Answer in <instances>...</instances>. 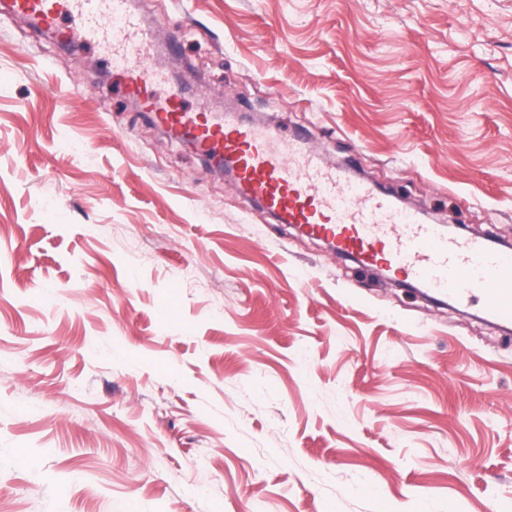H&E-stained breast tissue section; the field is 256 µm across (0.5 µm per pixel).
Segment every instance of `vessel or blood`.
<instances>
[{"label":"vessel or blood","instance_id":"1","mask_svg":"<svg viewBox=\"0 0 512 512\" xmlns=\"http://www.w3.org/2000/svg\"><path fill=\"white\" fill-rule=\"evenodd\" d=\"M10 10L50 30L78 15L80 25L63 31L62 39L101 43L123 73L128 93L143 99L171 140L192 142L230 173L240 198L261 201L308 236L329 240L337 257L359 258L461 305L480 299L495 322L512 323L511 248L484 235L454 238L440 225L420 223L389 197L353 182L318 153L272 129L211 122L205 112L186 110L175 92L167 102L154 101L150 90L157 75L148 51L154 32L141 27L129 0H10Z\"/></svg>","mask_w":512,"mask_h":512}]
</instances>
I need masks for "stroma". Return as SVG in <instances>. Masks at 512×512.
<instances>
[{
	"label": "stroma",
	"mask_w": 512,
	"mask_h": 512,
	"mask_svg": "<svg viewBox=\"0 0 512 512\" xmlns=\"http://www.w3.org/2000/svg\"><path fill=\"white\" fill-rule=\"evenodd\" d=\"M133 8L155 98L512 242V0ZM0 512H512V328L336 259L0 13Z\"/></svg>",
	"instance_id": "obj_1"
}]
</instances>
